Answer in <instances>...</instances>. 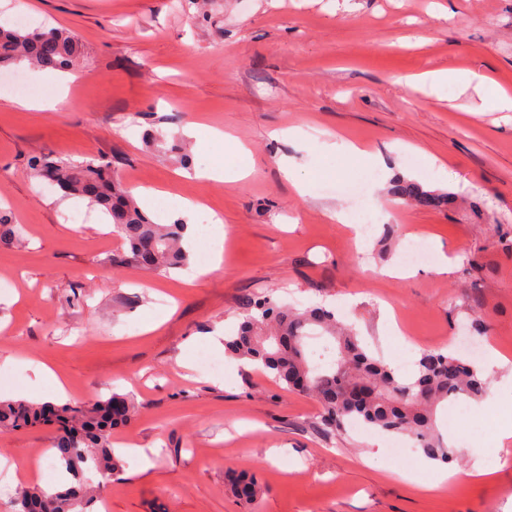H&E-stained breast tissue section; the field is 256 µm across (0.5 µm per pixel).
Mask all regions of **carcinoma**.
Instances as JSON below:
<instances>
[{
    "mask_svg": "<svg viewBox=\"0 0 512 512\" xmlns=\"http://www.w3.org/2000/svg\"><path fill=\"white\" fill-rule=\"evenodd\" d=\"M25 61L42 70H70L84 62L77 38L59 28L28 32L17 25L0 26V66ZM29 168L35 177L50 173L68 196L98 208L125 245L109 259L114 268L135 264L154 271L188 265L182 246L186 225L154 223L131 191L112 176V165L90 160L75 168L50 154L34 155ZM394 195L422 208H436L447 197L414 182L399 181ZM237 327L224 336V350L260 368L289 391L313 396L325 428L336 431L360 421L385 433L413 438L434 460H449V449L436 429L437 406L464 397L479 401L488 381L472 362L452 353L420 355L415 372L404 377L376 358L363 339L324 307L292 311L269 295L247 298ZM334 339L333 362H311L307 339L315 331ZM135 407L127 396L113 393L87 405L0 400V430L20 431L38 425L55 429V459L69 475L54 490L27 487L16 493L14 512H84L97 500L109 476L122 468L112 448V430L130 423ZM236 498L257 502L261 487L253 478L232 485Z\"/></svg>",
    "mask_w": 512,
    "mask_h": 512,
    "instance_id": "carcinoma-1",
    "label": "carcinoma"
}]
</instances>
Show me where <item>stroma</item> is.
<instances>
[{
	"label": "stroma",
	"instance_id": "1",
	"mask_svg": "<svg viewBox=\"0 0 512 512\" xmlns=\"http://www.w3.org/2000/svg\"><path fill=\"white\" fill-rule=\"evenodd\" d=\"M25 10L30 29L72 31L87 64L66 87L44 70L0 69L27 79L28 98L58 103L19 109L0 89V210L20 237L0 249V394L129 397L136 414L112 434L123 469L106 485V512H512V439L465 436L470 412L497 423L512 404V121L481 110L473 91L411 95L396 82L480 70L491 90L512 93V0H25ZM214 128L229 141L212 139ZM149 129L166 132V146ZM346 142L366 157L351 161ZM174 145L193 168L253 173L234 183L186 175ZM42 152L75 166L114 161L133 192L156 190L142 209L161 223L182 217L187 199L218 213L220 267L111 268L121 241L102 213L30 177ZM285 156L307 195L283 176ZM365 169L377 173L367 240L328 217L354 207L335 186ZM402 179L447 204L394 197ZM408 237L443 246L451 271L391 275ZM261 294L301 311L335 307L377 355L411 342L448 352L465 336L506 356L486 370L484 400L437 409L452 452L446 486L419 491L422 451L398 453L392 434L324 429L314 398L236 367L213 344ZM202 349L222 376L197 366ZM38 362L65 394L36 380ZM53 439L42 427L0 432V460L19 463L13 488L52 486ZM238 475L256 477L258 506L233 496Z\"/></svg>",
	"mask_w": 512,
	"mask_h": 512
}]
</instances>
